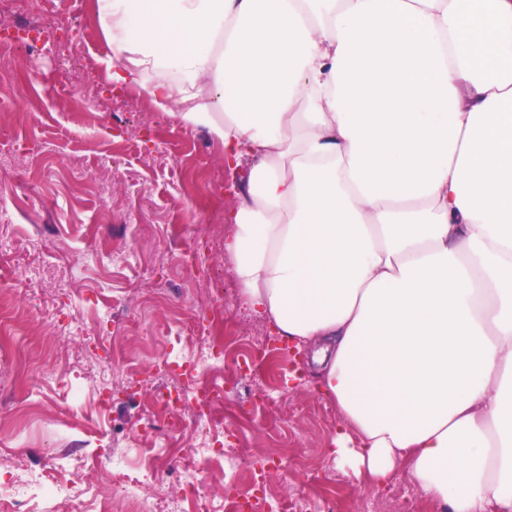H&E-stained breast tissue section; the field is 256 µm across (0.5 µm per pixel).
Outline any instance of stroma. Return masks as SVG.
Wrapping results in <instances>:
<instances>
[{
	"instance_id": "35a3bbf8",
	"label": "stroma",
	"mask_w": 512,
	"mask_h": 512,
	"mask_svg": "<svg viewBox=\"0 0 512 512\" xmlns=\"http://www.w3.org/2000/svg\"><path fill=\"white\" fill-rule=\"evenodd\" d=\"M47 25L80 35L75 50L0 52V478L38 472L57 454L102 484L113 453L173 446L143 494L176 503L179 481L203 472L216 512L224 480L195 427L142 433L151 390L179 377L186 325L210 319L239 375L222 423L224 456L251 449L298 512H438L405 473L379 491L336 465V409L290 379L279 339L238 296L224 253V152L204 132L156 112L135 89L113 91L92 0L77 10L25 0ZM133 328L115 330L107 307Z\"/></svg>"
}]
</instances>
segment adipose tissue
<instances>
[{
  "label": "adipose tissue",
  "mask_w": 512,
  "mask_h": 512,
  "mask_svg": "<svg viewBox=\"0 0 512 512\" xmlns=\"http://www.w3.org/2000/svg\"><path fill=\"white\" fill-rule=\"evenodd\" d=\"M112 86L244 167L239 298L336 462L512 512V0H96Z\"/></svg>",
  "instance_id": "obj_1"
}]
</instances>
